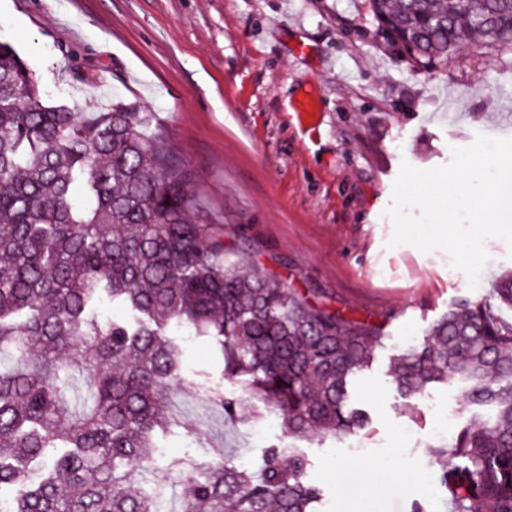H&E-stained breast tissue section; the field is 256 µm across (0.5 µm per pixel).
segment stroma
I'll return each instance as SVG.
<instances>
[{
  "label": "stroma",
  "mask_w": 512,
  "mask_h": 512,
  "mask_svg": "<svg viewBox=\"0 0 512 512\" xmlns=\"http://www.w3.org/2000/svg\"><path fill=\"white\" fill-rule=\"evenodd\" d=\"M375 30L367 0H0V39L53 98L82 112L140 104L194 171L195 212L289 287L323 289L384 328L353 385L364 429L294 440L268 407L238 429L176 386L169 407L197 434L161 435L157 470L216 446L249 467L284 444L308 459L320 512H408L414 501L448 512L425 456L435 423L453 432L493 410L467 403L454 382L402 399L390 358L460 299L488 298L512 272V250L485 239L473 288L447 252L390 246L387 210L402 163L444 166L476 135L512 137V53L480 38L420 70Z\"/></svg>",
  "instance_id": "obj_1"
}]
</instances>
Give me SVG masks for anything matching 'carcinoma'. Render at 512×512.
<instances>
[{
	"label": "carcinoma",
	"instance_id": "obj_1",
	"mask_svg": "<svg viewBox=\"0 0 512 512\" xmlns=\"http://www.w3.org/2000/svg\"><path fill=\"white\" fill-rule=\"evenodd\" d=\"M377 35L446 60L476 35L512 47V0H369ZM193 171L151 113L117 100L100 112L47 103L14 46L0 40V503L7 512H161L154 472L164 408L183 385L188 333L221 355V375L266 402L290 437L364 426L353 379L383 345L382 327L315 289H288L224 226L194 222ZM121 306L129 319L98 312ZM512 274L492 300L464 299L422 342L393 358L404 398L455 380L495 405L427 454L452 512H512ZM208 409L249 426L255 411L193 382ZM307 458L267 449L257 469L224 449L182 462L180 512H318Z\"/></svg>",
	"mask_w": 512,
	"mask_h": 512
}]
</instances>
